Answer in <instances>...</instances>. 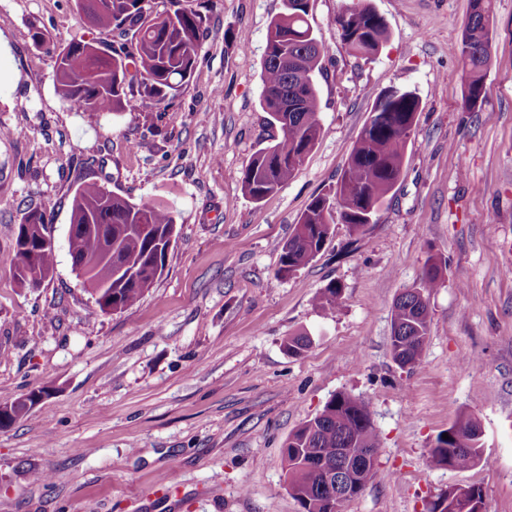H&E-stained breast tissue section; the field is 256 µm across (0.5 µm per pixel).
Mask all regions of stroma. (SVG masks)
<instances>
[{
	"label": "stroma",
	"instance_id": "35a3bbf8",
	"mask_svg": "<svg viewBox=\"0 0 512 512\" xmlns=\"http://www.w3.org/2000/svg\"><path fill=\"white\" fill-rule=\"evenodd\" d=\"M343 3L310 0L321 135L256 202L241 177L281 136L260 95L284 0H215L189 83L140 112H74L57 95L58 52L99 37L77 0H0V402L49 393L0 432V512H300L281 450L340 392L372 401L379 439L373 476L343 512H427L452 485L479 487L486 512H512V0H492L487 98L471 113L452 52L469 0H370L389 37L368 59L340 43ZM392 85L421 105L377 222L353 234L332 209L323 250L278 277L282 243L332 195ZM90 180L175 217L162 274L113 314L68 251L72 199ZM32 209L50 220L55 262L23 288L15 230ZM431 257L445 269L408 371L389 349L393 304ZM333 282L331 314L316 298ZM300 331L309 348L288 353L284 337ZM463 415L481 426L485 463L434 466L429 448Z\"/></svg>",
	"mask_w": 512,
	"mask_h": 512
}]
</instances>
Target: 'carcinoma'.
Masks as SVG:
<instances>
[{
    "label": "carcinoma",
    "mask_w": 512,
    "mask_h": 512,
    "mask_svg": "<svg viewBox=\"0 0 512 512\" xmlns=\"http://www.w3.org/2000/svg\"><path fill=\"white\" fill-rule=\"evenodd\" d=\"M213 0H200L194 8L159 11L148 0H78V6L102 33L115 37L110 54L92 53L89 42L70 43L55 60L58 94L77 112L136 111L148 100L163 102L188 82L203 38L207 12ZM309 0H286V12L268 27L262 61L261 108L277 125L282 138L258 150L242 172V189L255 201L276 192L314 148L321 131L320 94L316 74L322 66L323 48L308 21ZM333 23L342 45L354 57L371 58L388 37L383 18L366 2L344 4ZM464 76L463 106L480 112L486 97V80L492 64L490 0H470V11L461 39L453 47ZM83 69L91 80L78 84L71 72ZM420 99L415 92L387 87L377 98L357 136L336 182L334 200L349 230L377 221L378 212L400 179ZM332 205L317 197L307 206L293 232L281 247L278 275H291L309 264L331 235ZM45 214L27 213L16 231L21 246L24 227L30 237L46 229ZM89 224L91 228L81 229ZM175 218L164 204H135L92 181L76 190L69 229V253L73 270L88 290H97L100 310L121 312L141 300L156 279V266L165 263V249ZM112 250V270H124L128 280L115 278L112 290L100 289L109 279L101 268L91 275L84 262ZM54 253L37 256L31 268L15 265L13 277L22 286L38 272L45 279L52 272ZM442 262L426 261L420 285L404 291L392 312L391 354L400 367L412 369L421 362L429 331L425 292L442 279ZM342 289L328 285L317 304L334 311L341 304ZM307 333L284 338L291 353L310 346ZM478 423L463 418L448 427V438L438 435L429 449L437 467L448 463L454 470L470 468L483 460ZM378 447L371 403L340 392L315 417L294 430L282 448V467L289 495L300 512H332L324 474L340 470L346 455L358 448Z\"/></svg>",
    "instance_id": "carcinoma-1"
}]
</instances>
